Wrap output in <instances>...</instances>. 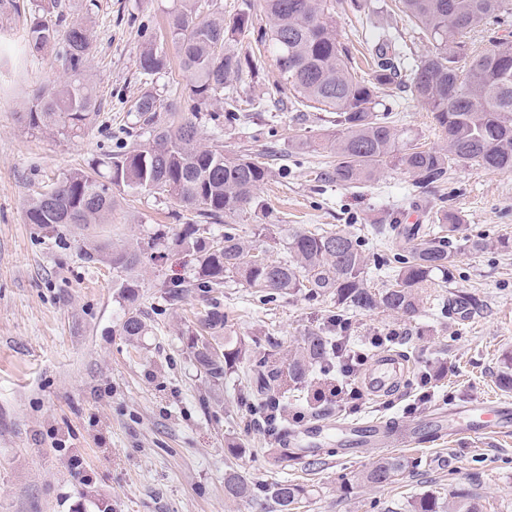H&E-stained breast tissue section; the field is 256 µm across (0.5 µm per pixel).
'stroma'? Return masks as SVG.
I'll use <instances>...</instances> for the list:
<instances>
[{"mask_svg": "<svg viewBox=\"0 0 512 512\" xmlns=\"http://www.w3.org/2000/svg\"><path fill=\"white\" fill-rule=\"evenodd\" d=\"M60 2L65 13L95 22L89 70L100 109L95 123L77 137L26 126L23 115L32 95L61 80L63 70L53 56L25 54L28 13L0 16V44L10 48L0 57V512H263L249 500L225 499L224 475L231 471L257 484L303 486L295 512H389L434 488H463L484 512H512V434L423 435L420 443L397 450L417 458L419 468L382 488L357 479L382 447L351 456L334 452L335 426L342 420L379 418L403 429L451 404L512 409V392L498 383L503 357L512 354V250L498 245L499 239H512V173L455 165L443 187L424 193L407 174L388 170L373 182L348 187L325 178L328 153L309 146L328 127L315 113L271 104L250 111L242 127L225 130L221 138L204 127V143L219 141L225 151L260 153L272 146L283 155L287 172H275L258 192L264 207L234 222L247 238L255 225H270L262 241L270 258H285L279 238L289 226L348 232L364 241L367 279L380 288L395 270L376 262L387 247L376 234L379 225L425 230L443 208L464 222L451 243L457 263L448 279H437L418 314H349V335L397 332L390 351L405 357L400 388L365 396L354 412L313 401L315 391L335 385L332 370H313L288 391L289 413L303 412L305 424L326 428L323 453L297 457L293 439L282 441L250 426L236 405L243 383L232 377L213 390L190 361L186 335L204 314L205 301L195 294L176 306L163 300L165 282L193 276L176 238L183 225L196 223L194 211L125 188L115 192L108 223L53 229L27 223V199L128 142L130 113L146 85L174 111L188 106L179 62L149 82L136 64L138 27L164 33L180 0ZM383 103L398 129L439 143L429 112L410 94L393 86ZM300 137L306 147H296ZM472 238L485 239L487 248L472 251ZM137 240L146 245L137 267V305L150 330L131 341L121 334L127 303L116 272L87 254L97 246ZM151 240L156 249L148 248ZM217 298L231 337L267 335L293 343L336 311L328 296L283 295L262 302L232 283ZM459 299L468 304L465 314H441L444 303ZM424 370L435 375V397L406 413ZM232 446L243 447V455L231 456ZM285 453L294 462L282 463Z\"/></svg>", "mask_w": 512, "mask_h": 512, "instance_id": "35a3bbf8", "label": "stroma"}]
</instances>
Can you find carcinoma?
Instances as JSON below:
<instances>
[{
	"label": "carcinoma",
	"mask_w": 512,
	"mask_h": 512,
	"mask_svg": "<svg viewBox=\"0 0 512 512\" xmlns=\"http://www.w3.org/2000/svg\"><path fill=\"white\" fill-rule=\"evenodd\" d=\"M264 9L280 77L275 93L286 88L294 108L332 114L335 129L326 134L325 148L332 154L337 182L365 184L390 169L412 177L418 188H438L454 164L512 173V40L492 38L485 46L474 40L475 33L512 14V0H264ZM341 10L367 22L384 11L396 13L429 43V50L409 60L401 35L387 28L378 37L369 72L362 74L350 44L340 38ZM54 11L52 23L47 15ZM252 26L248 8L226 18L224 8L212 0H182L168 20L166 38L188 76L185 91L191 111L165 112L160 95L145 90L134 104L133 125L141 139L104 153L88 171L64 174L26 204L25 215L28 223L44 226L104 224L112 215L117 187L161 195L178 207L198 210L203 223L185 225L177 237L178 246L192 257L194 278L169 281L163 299L170 306L192 292L210 299L199 329L187 336L189 357L218 386L250 356L247 371L255 388L239 393L236 404L277 435L280 414L287 412L282 386L288 380L302 384L311 369L336 361L334 333L345 312L380 308L413 314L427 303L433 275L446 279L454 266L449 237L460 230L461 218L449 210L437 211L436 223L446 236L393 225L408 246L390 259L397 273L385 288L368 286L362 242L350 233L292 228L284 240L286 260L267 257L232 226L219 236L205 235L209 225L259 205L257 191L273 174L259 155L226 153L217 144H202L196 123L200 115L208 116L216 138L241 126L234 83L245 74L255 79L263 71L259 57L236 48ZM26 43L33 57L55 52L66 75L65 81L33 97L26 125L38 131L85 130L98 113L88 74L90 19H72L60 0H47L30 14ZM136 63L140 74L149 77L170 69V58L143 27L138 29ZM393 84L431 112L441 144L428 147L403 136L390 113L381 110V96ZM141 253L140 248H115L107 254L112 269L123 275L119 288L129 308L122 331L130 339L148 332L145 314L135 307L140 283L129 276ZM227 283L260 299L332 296L339 313L294 346L274 336L234 341L224 335L227 316L211 299ZM416 468L413 459L381 455L361 481L382 486ZM303 493L301 486L286 481L256 488L235 472L224 476L225 498H254L269 512H293ZM393 512H483V505L457 489L446 494L431 489Z\"/></svg>",
	"instance_id": "carcinoma-1"
}]
</instances>
